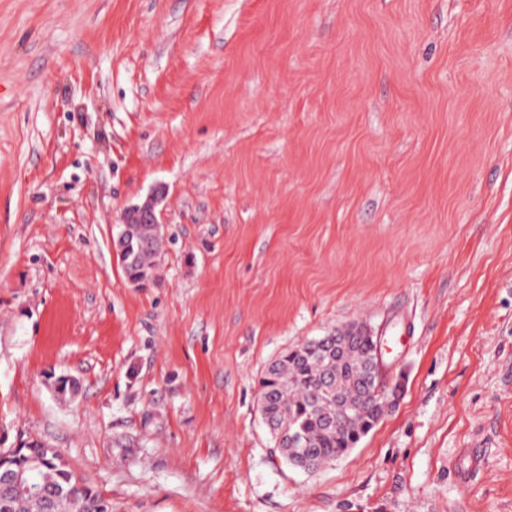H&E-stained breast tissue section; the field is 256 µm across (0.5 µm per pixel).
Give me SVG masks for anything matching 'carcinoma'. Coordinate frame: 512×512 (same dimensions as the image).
Listing matches in <instances>:
<instances>
[{"label":"carcinoma","instance_id":"1","mask_svg":"<svg viewBox=\"0 0 512 512\" xmlns=\"http://www.w3.org/2000/svg\"><path fill=\"white\" fill-rule=\"evenodd\" d=\"M137 265L125 269L152 273V260L159 243L134 244ZM374 338L365 331L340 337L330 347L309 351L292 349L273 361L260 379L261 413L276 431L284 455L301 456L314 465L331 463L368 432L383 415V406L369 396L362 398L376 383L370 361ZM360 403L354 415L339 417L337 407ZM299 430L305 437L303 447L288 441V433ZM48 461L36 472L37 481L56 491L53 512H97L99 494L80 482L66 465L57 462L49 449L34 446ZM46 505L38 497L26 496L13 501L0 512H44Z\"/></svg>","mask_w":512,"mask_h":512}]
</instances>
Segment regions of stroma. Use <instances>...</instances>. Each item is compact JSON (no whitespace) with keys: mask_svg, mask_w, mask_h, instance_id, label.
Segmentation results:
<instances>
[{"mask_svg":"<svg viewBox=\"0 0 512 512\" xmlns=\"http://www.w3.org/2000/svg\"><path fill=\"white\" fill-rule=\"evenodd\" d=\"M157 187L138 288L112 238ZM361 320L397 402L296 469L259 379ZM29 443L112 512H512V0H0V448Z\"/></svg>","mask_w":512,"mask_h":512,"instance_id":"1","label":"stroma"}]
</instances>
